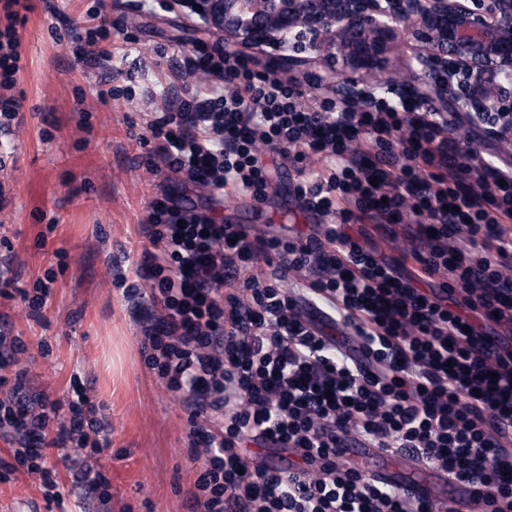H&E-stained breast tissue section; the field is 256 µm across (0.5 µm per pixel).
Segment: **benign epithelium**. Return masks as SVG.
Segmentation results:
<instances>
[{
	"mask_svg": "<svg viewBox=\"0 0 512 512\" xmlns=\"http://www.w3.org/2000/svg\"><path fill=\"white\" fill-rule=\"evenodd\" d=\"M214 34L242 47H272L290 63L296 46L342 63L329 70L340 95H353L359 78L403 83L436 112L448 111V81L435 79L448 61L482 96L484 112L512 113V0H176ZM417 46L405 67L391 58Z\"/></svg>",
	"mask_w": 512,
	"mask_h": 512,
	"instance_id": "obj_1",
	"label": "benign epithelium"
}]
</instances>
